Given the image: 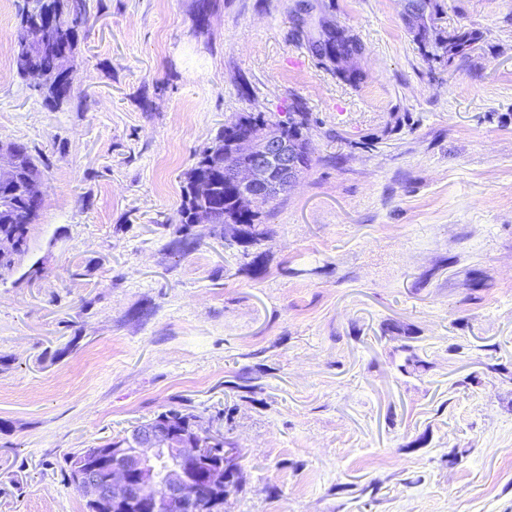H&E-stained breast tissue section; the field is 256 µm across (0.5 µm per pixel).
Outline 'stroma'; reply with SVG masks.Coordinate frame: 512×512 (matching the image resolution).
Here are the masks:
<instances>
[{
  "label": "stroma",
  "instance_id": "35a3bbf8",
  "mask_svg": "<svg viewBox=\"0 0 512 512\" xmlns=\"http://www.w3.org/2000/svg\"><path fill=\"white\" fill-rule=\"evenodd\" d=\"M406 2L90 0L54 109L0 0V141L46 183L0 278V512H86L65 457L172 405L241 448L226 512H512V0H436L423 42ZM322 18L360 83L312 54ZM294 106L313 162L260 275L208 225L180 244L199 154Z\"/></svg>",
  "mask_w": 512,
  "mask_h": 512
}]
</instances>
